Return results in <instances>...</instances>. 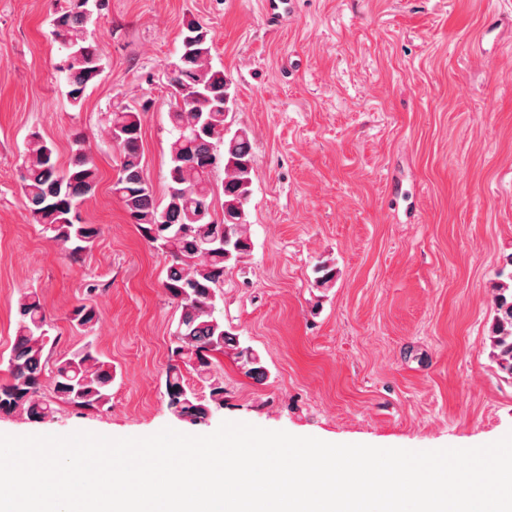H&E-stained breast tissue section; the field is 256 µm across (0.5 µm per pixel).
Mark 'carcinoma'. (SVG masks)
<instances>
[{
  "label": "carcinoma",
  "instance_id": "1",
  "mask_svg": "<svg viewBox=\"0 0 512 512\" xmlns=\"http://www.w3.org/2000/svg\"><path fill=\"white\" fill-rule=\"evenodd\" d=\"M105 0H63L51 19V36L64 50L57 68L66 76L71 104H82L89 85L103 72V54L96 44L87 11ZM212 42L200 21L189 19L170 79L175 95H198L193 102L174 104L168 118L175 132L168 148L166 202L157 200L145 175L139 106L119 105L109 114V131L119 151L113 193L121 200L140 236L169 258L163 288L180 315L170 347L171 364L165 389L171 411L194 424H206L224 408V380L218 356L224 349L253 379L266 378L260 356L215 317L224 275L251 250L247 234V204L252 193L253 147L243 128H227L224 109H232L234 94L224 70L210 63ZM75 157L59 167L52 143L32 132L24 143L21 191L34 223L51 233V240L78 260L90 251L101 228L80 216L79 205L98 183V171L76 138ZM224 170L223 200L215 203L214 173ZM229 237L220 245L216 239ZM314 284L325 287L335 269L323 262L314 269ZM496 318L490 336L499 370L512 378V289L495 295ZM97 314L81 304L72 311L73 325L84 333L93 329ZM16 334L7 360L9 377L0 381V416L24 415L32 422L52 416L63 402L81 410H98L112 398V365L100 359L87 343L55 359L47 353L51 323L37 293L21 295L15 310ZM53 363L45 392L44 376ZM193 371L207 384L208 394L186 395L182 369Z\"/></svg>",
  "mask_w": 512,
  "mask_h": 512
}]
</instances>
